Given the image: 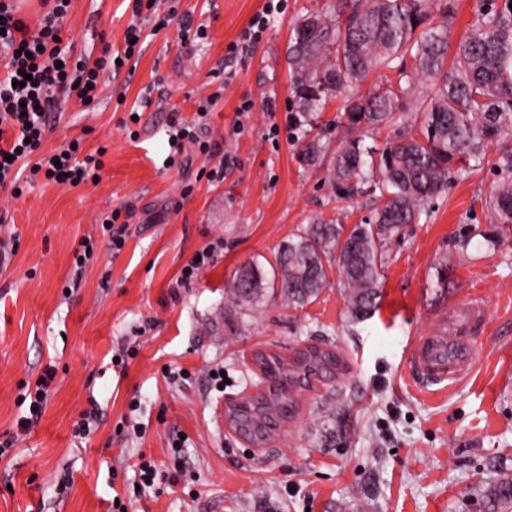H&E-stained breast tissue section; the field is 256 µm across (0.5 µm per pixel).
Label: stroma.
<instances>
[{"instance_id": "obj_1", "label": "stroma", "mask_w": 512, "mask_h": 512, "mask_svg": "<svg viewBox=\"0 0 512 512\" xmlns=\"http://www.w3.org/2000/svg\"><path fill=\"white\" fill-rule=\"evenodd\" d=\"M264 3L176 0L206 39L183 42L175 23L147 36L93 103H66L43 143L105 148L99 181L40 182L17 198L0 188V212L20 238L0 269V435L18 436L0 457V512H108L116 495L128 512H491L481 488L512 473V227L486 207L491 162L452 181L388 243L374 314L351 320L334 284L301 309L272 298L228 331L225 287L240 266L268 268L314 219L353 225L373 210L367 189L336 198L330 158L313 167L298 158L288 40L312 0H285L251 54L229 55ZM132 20L130 0H72L62 37L93 60L104 46L122 49ZM203 104L218 146L208 157L173 144L168 126L174 111L195 122ZM219 166L223 181H209ZM119 206L133 216L115 254L101 222ZM84 239L94 254L77 276ZM219 241L215 265L180 285L190 256ZM473 292L489 324L472 373L419 387L406 371L411 340ZM124 345L136 354L122 370L111 359ZM269 358L274 396L257 390ZM50 363L55 391L18 432L22 385ZM308 372L317 385L305 392L297 382ZM250 390L254 417L274 425L260 454L219 415ZM285 400L298 421H278ZM92 406L97 429L83 440L73 424ZM142 458L179 466L175 481L135 494Z\"/></svg>"}]
</instances>
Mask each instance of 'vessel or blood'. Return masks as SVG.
<instances>
[{"label":"vessel or blood","instance_id":"obj_1","mask_svg":"<svg viewBox=\"0 0 512 512\" xmlns=\"http://www.w3.org/2000/svg\"><path fill=\"white\" fill-rule=\"evenodd\" d=\"M486 327L480 298L469 295L449 312L447 323L415 339L408 356L409 375L427 384L465 375L472 367L474 337Z\"/></svg>","mask_w":512,"mask_h":512}]
</instances>
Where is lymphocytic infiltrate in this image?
<instances>
[{"instance_id": "obj_1", "label": "lymphocytic infiltrate", "mask_w": 512, "mask_h": 512, "mask_svg": "<svg viewBox=\"0 0 512 512\" xmlns=\"http://www.w3.org/2000/svg\"><path fill=\"white\" fill-rule=\"evenodd\" d=\"M71 0H52L50 8L29 26L19 16L15 0H0V187L21 196L24 186L17 175L18 163H30V178L44 177L78 185L94 180L103 163L82 154L79 141L48 155L39 150L62 103L76 99L91 103L100 92L102 71L115 70V56L103 51L89 62L73 60L61 37ZM29 81H21V74Z\"/></svg>"}]
</instances>
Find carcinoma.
Instances as JSON below:
<instances>
[{
    "label": "carcinoma",
    "mask_w": 512,
    "mask_h": 512,
    "mask_svg": "<svg viewBox=\"0 0 512 512\" xmlns=\"http://www.w3.org/2000/svg\"><path fill=\"white\" fill-rule=\"evenodd\" d=\"M512 0H483L470 31L449 52L454 0H325L294 26L288 41L291 88L299 127L322 111L327 97L359 86L375 70L395 72L367 94L351 95L343 107L348 132H378L410 122L404 99H421L419 127L380 152L355 136L341 141L333 157L332 184L346 198L359 183L373 184L377 207L351 228L317 219L285 242L275 256L272 279L290 309L314 302L330 286L336 265L350 317L376 307L384 247L399 230L416 223L423 206L455 176L480 166L494 151L499 179L488 207L496 223L512 224ZM318 136L301 144L306 165L321 161ZM266 274L255 264L236 273L224 313L250 315L267 295ZM482 495L497 512H512V474L502 473Z\"/></svg>",
    "instance_id": "cac0c4a2"
}]
</instances>
